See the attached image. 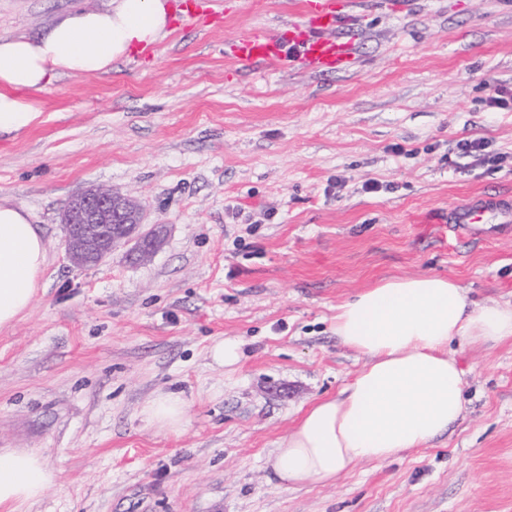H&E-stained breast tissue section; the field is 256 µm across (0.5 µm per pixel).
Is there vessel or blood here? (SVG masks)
Here are the masks:
<instances>
[{
  "label": "vessel or blood",
  "instance_id": "1",
  "mask_svg": "<svg viewBox=\"0 0 512 512\" xmlns=\"http://www.w3.org/2000/svg\"><path fill=\"white\" fill-rule=\"evenodd\" d=\"M347 18L337 13L332 0H302L294 20L287 22L275 34L242 31L231 48L234 59L242 64L288 62V45L298 48V61L312 70H327L348 63L354 55L351 41L339 37ZM484 214L467 204L458 206L450 219L455 231L469 232L471 225L483 222Z\"/></svg>",
  "mask_w": 512,
  "mask_h": 512
}]
</instances>
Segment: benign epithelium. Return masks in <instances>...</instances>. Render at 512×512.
I'll return each instance as SVG.
<instances>
[{"label": "benign epithelium", "mask_w": 512, "mask_h": 512, "mask_svg": "<svg viewBox=\"0 0 512 512\" xmlns=\"http://www.w3.org/2000/svg\"><path fill=\"white\" fill-rule=\"evenodd\" d=\"M143 207L110 187H90L71 197L63 210L65 252L78 267L96 266L123 248L132 262L145 261L162 244L161 226L143 229Z\"/></svg>", "instance_id": "benign-epithelium-1"}]
</instances>
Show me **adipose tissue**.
Here are the masks:
<instances>
[{"label": "adipose tissue", "mask_w": 512, "mask_h": 512, "mask_svg": "<svg viewBox=\"0 0 512 512\" xmlns=\"http://www.w3.org/2000/svg\"><path fill=\"white\" fill-rule=\"evenodd\" d=\"M167 0H112L80 9L40 37L0 38V136H15L41 118L28 91L47 88L64 71L99 74L170 33ZM47 261L27 210L0 202V328L31 307ZM333 332L363 355V367L337 396L310 403L268 462L281 487L332 484L363 462H383L427 447L459 419L463 379L448 346L512 341V306L472 307L457 280L429 274L378 281L336 308ZM158 430L178 432L186 406L174 392L145 407ZM56 481L34 450L0 448V512H17Z\"/></svg>", "instance_id": "adipose-tissue-1"}]
</instances>
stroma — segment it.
Wrapping results in <instances>:
<instances>
[{
	"label": "stroma",
	"mask_w": 512,
	"mask_h": 512,
	"mask_svg": "<svg viewBox=\"0 0 512 512\" xmlns=\"http://www.w3.org/2000/svg\"><path fill=\"white\" fill-rule=\"evenodd\" d=\"M337 2L349 69L227 56L300 0H171L169 36L107 72L59 76L32 94L41 123L0 139V198L47 250L33 304L0 329V448L58 474L19 512H512L511 341L449 345L464 410L428 447L288 491L266 464L364 363L332 331L345 300L440 274L476 304L512 302V226L432 222L478 198L512 207V112L484 105L512 91V0ZM110 3L0 0V38ZM466 138L500 166L459 157ZM100 185L163 225L151 261L68 260L61 213ZM224 339L242 354L231 373L211 358ZM162 392L184 399L183 431L146 421Z\"/></svg>",
	"instance_id": "35a3bbf8"
}]
</instances>
